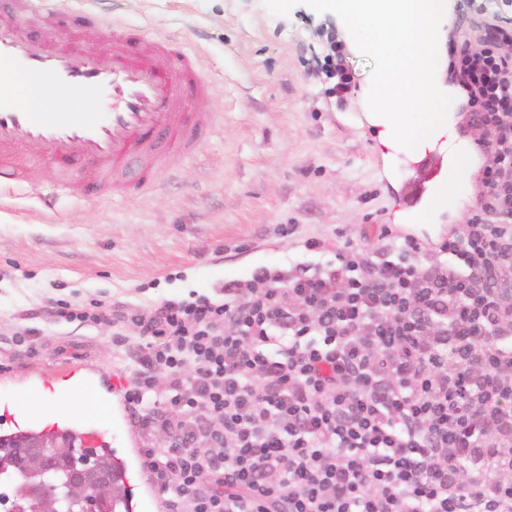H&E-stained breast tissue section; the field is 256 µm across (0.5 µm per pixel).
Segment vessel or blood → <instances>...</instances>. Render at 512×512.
<instances>
[{"instance_id":"b4317fda","label":"vessel or blood","mask_w":512,"mask_h":512,"mask_svg":"<svg viewBox=\"0 0 512 512\" xmlns=\"http://www.w3.org/2000/svg\"><path fill=\"white\" fill-rule=\"evenodd\" d=\"M50 17L48 0H14L11 20L0 22V189L15 185L23 174L10 157L35 146L56 166L48 193L72 192L68 179L73 148L91 159L87 185L95 194L154 182L198 149L209 134V112L186 111L187 97L206 96L203 58L185 51L171 53L164 37L141 38L113 25L112 64L102 66L96 49L67 50L53 44H34L25 34L34 15ZM68 86L98 98L108 97L107 112H70L38 108L48 86ZM425 181L437 184L442 195L454 196L467 169L459 153L424 158L407 157ZM47 410L32 402L16 420L17 431L46 427Z\"/></svg>"}]
</instances>
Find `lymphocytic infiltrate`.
Listing matches in <instances>:
<instances>
[{
    "label": "lymphocytic infiltrate",
    "mask_w": 512,
    "mask_h": 512,
    "mask_svg": "<svg viewBox=\"0 0 512 512\" xmlns=\"http://www.w3.org/2000/svg\"><path fill=\"white\" fill-rule=\"evenodd\" d=\"M470 14L450 71L484 161L437 245L382 224L147 312L52 302L137 332L124 398L165 512H512V25Z\"/></svg>",
    "instance_id": "obj_1"
}]
</instances>
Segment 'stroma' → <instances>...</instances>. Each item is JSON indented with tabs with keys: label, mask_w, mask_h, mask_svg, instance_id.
Returning a JSON list of instances; mask_svg holds the SVG:
<instances>
[{
	"label": "stroma",
	"mask_w": 512,
	"mask_h": 512,
	"mask_svg": "<svg viewBox=\"0 0 512 512\" xmlns=\"http://www.w3.org/2000/svg\"><path fill=\"white\" fill-rule=\"evenodd\" d=\"M116 19L204 53L211 95L187 106L212 112L214 128L159 186L84 195L88 163L77 153L76 191L48 198L23 185L0 196V403L40 394L70 367L96 381L120 374L115 339L131 328L52 322L50 300L147 310L255 265L286 262L306 239L338 229L355 237L369 224L405 225L435 243L473 211L471 174L453 201L404 204V187L421 173L406 167L403 148L379 142L362 106L370 63L337 16L304 4L276 16L263 0H57L51 25L37 21L27 33L79 49L81 32L96 30L108 65ZM331 49L351 77L341 100L318 69ZM282 224L295 233L281 236ZM25 327L43 334L32 350L13 352L11 338ZM111 410L113 447L141 458L144 440L123 393L113 394Z\"/></svg>",
	"instance_id": "35a3bbf8"
}]
</instances>
